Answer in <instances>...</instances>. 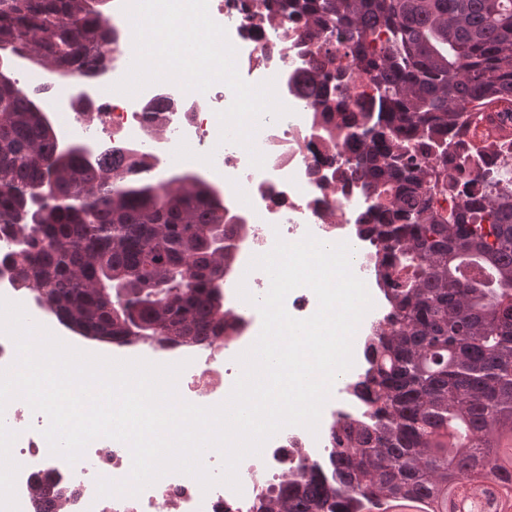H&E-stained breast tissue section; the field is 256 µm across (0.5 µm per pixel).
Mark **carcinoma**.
<instances>
[{"mask_svg": "<svg viewBox=\"0 0 512 512\" xmlns=\"http://www.w3.org/2000/svg\"><path fill=\"white\" fill-rule=\"evenodd\" d=\"M105 0H0V70L24 55L60 72L98 64ZM302 35L371 77L376 115L346 141L385 144L360 167L386 195L372 225L391 315L365 383L378 407L331 449L333 480L287 478L258 512H448L477 480L512 512V200L490 193L439 211L448 133L512 97V0H280ZM122 152L64 150L40 104L0 80L4 259L38 306L84 338L164 344L224 333V199L198 173L134 176Z\"/></svg>", "mask_w": 512, "mask_h": 512, "instance_id": "cac0c4a2", "label": "carcinoma"}]
</instances>
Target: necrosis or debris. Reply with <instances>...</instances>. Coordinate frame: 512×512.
<instances>
[{"label":"necrosis or debris","instance_id":"1","mask_svg":"<svg viewBox=\"0 0 512 512\" xmlns=\"http://www.w3.org/2000/svg\"><path fill=\"white\" fill-rule=\"evenodd\" d=\"M255 9L256 0H209L210 13L219 15L237 49L242 79L251 84L274 81L279 100L290 109L281 118L261 119L254 139L265 156L260 168L234 143L225 144L219 157H210L207 145L219 124L217 115L178 85L153 84L134 97L103 99L102 88L118 82L131 65L125 50L133 38L131 28H115L100 66H80L61 74L37 71L20 61L12 67V79L21 90L38 94L43 110L55 115L59 138L79 132L93 148L112 147L125 156L144 158L139 173L151 178L182 166L190 149L207 159L211 184L224 191V209L236 225L230 242L232 261L224 272L231 326L222 336L202 342L164 347L121 343L118 354L148 352L165 364L184 363L179 376L182 401L205 407L223 403L239 372L237 355L252 344L262 326L256 307L238 295L243 285L259 298L269 285L264 271L250 269L252 257L270 252L277 240L294 243L310 234L329 244L350 246L352 271L363 280L373 302L354 335V363L336 376L317 432L301 426L283 428L266 442L261 454L240 462L236 491L222 484L205 491L196 478L170 473L136 496H98V478L128 476L132 464L128 447L116 441L84 455L80 465L69 464L51 455L29 405L13 400L5 413L13 418L18 434L12 456L20 466L19 512H37L35 489L50 474L57 478L64 512H256L260 496L277 489L287 476L304 467H326L344 426L368 417L362 385L369 369L366 350L389 313V303L381 256L357 229L361 216H369L374 224L380 218L370 215L376 200L355 168L365 156L363 147L352 143L332 149L327 139L344 134L352 113L377 111L378 102L371 90L350 91L348 74L339 64L298 40L301 17L281 16L261 24L252 18ZM316 97L334 99L333 109L323 114L312 111ZM485 113V120L458 146L457 160L465 176L490 174L498 188L512 192V110L489 106ZM330 193L336 197L332 209L325 203Z\"/></svg>","mask_w":512,"mask_h":512}]
</instances>
